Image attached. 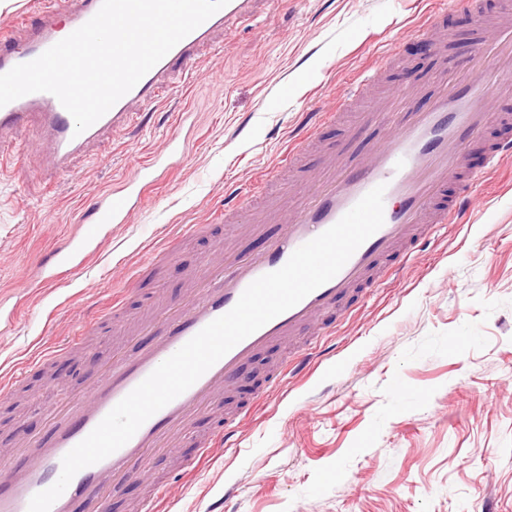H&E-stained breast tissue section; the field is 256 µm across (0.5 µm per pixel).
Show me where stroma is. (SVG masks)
Wrapping results in <instances>:
<instances>
[{
    "mask_svg": "<svg viewBox=\"0 0 512 512\" xmlns=\"http://www.w3.org/2000/svg\"><path fill=\"white\" fill-rule=\"evenodd\" d=\"M482 2L479 17L453 0H258L235 32L202 49L198 74L171 75L156 110L89 145L67 170L48 165L35 128L13 130V151L0 160V306L17 317L0 329V368L37 343L72 347L29 365L0 397V457L44 433L46 406L68 401L114 352L144 341L142 323L186 294L215 249L264 248L248 230L216 223L226 186L275 166L308 113L331 109L379 51L394 57L357 111L406 77L429 87L451 59L464 60L469 75L485 68L491 57L474 41L505 0ZM426 11L448 30L442 47L414 36ZM371 133L340 121L321 139L327 156L350 157ZM177 134L189 150L130 222L78 276L31 298L27 271L39 252L82 222L98 191ZM476 194L470 223L441 230L388 287L349 300L309 373L260 399L282 354L245 368L194 424L202 439L242 411L233 445L188 475L180 468L192 445L148 453L143 466L164 481L168 512H483L487 499L512 512V156ZM183 224L205 230L178 243L159 275L130 285L155 242ZM117 294L127 309L119 331L104 313ZM92 316L96 330L74 339Z\"/></svg>",
    "mask_w": 512,
    "mask_h": 512,
    "instance_id": "1",
    "label": "stroma"
}]
</instances>
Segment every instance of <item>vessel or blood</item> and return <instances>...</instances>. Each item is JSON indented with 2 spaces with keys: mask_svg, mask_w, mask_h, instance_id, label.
Here are the masks:
<instances>
[{
  "mask_svg": "<svg viewBox=\"0 0 512 512\" xmlns=\"http://www.w3.org/2000/svg\"><path fill=\"white\" fill-rule=\"evenodd\" d=\"M255 2L229 0L84 132H76L72 116L48 93H32L0 107V155L11 148L10 131L36 123L52 143V166L66 170L87 145L106 133L129 127L135 106L158 103L169 72L178 65L191 66L213 33L231 32L252 11ZM101 3L46 0L39 23L26 27L23 34H15L13 25L0 26V73L36 59L89 21ZM484 41L505 46V53L499 54L490 67L456 84L436 79L435 89L424 105H415L411 84L394 86L369 115L382 134L366 143L360 158L327 159L319 170L311 172L303 187L289 196L270 197L272 182L268 179L245 190L226 189L225 224H240L245 215L256 217L274 207L282 214L281 232L260 252L221 255L205 262L193 279L186 303L164 312V331L116 354L74 406L51 416L46 432L27 441L24 454L28 465L19 470L1 461L0 512H28L32 496L59 478L65 454L87 437L120 400L207 324L230 311L249 284L283 267L297 248L335 224L375 186L386 187L384 223L339 273L233 347L188 390L150 417L124 446L80 470L51 512H81L87 498L106 493L104 479L108 476L119 481H149V474L132 470V463L170 440L189 438L194 415L212 406L220 391L232 387L246 364L263 352L291 343L294 351L280 371L266 380L265 389H272L281 376L305 370L322 336L330 332L323 320L325 313L354 296L357 289L383 285L394 272L391 256H412L431 240L439 226L462 223L474 209V186L479 179L478 172L465 167L472 141L488 127H499L500 137L488 145L485 153L489 170L503 156L512 154V114L494 109L498 98L512 97V20L491 25ZM350 107L346 99L335 110L319 113L315 123L289 145L285 154L289 167H297L319 144L324 124L337 120ZM168 147L167 154H155L139 162L120 190L99 194L86 223L76 225L43 251L34 274L36 287L51 288L78 273L96 257L113 227L129 223L148 192L179 164L177 138H170ZM237 428L236 419H227L215 437L200 441L188 470H196L199 461L211 455L215 444L228 442Z\"/></svg>",
  "mask_w": 512,
  "mask_h": 512,
  "instance_id": "b4317fda",
  "label": "vessel or blood"
}]
</instances>
